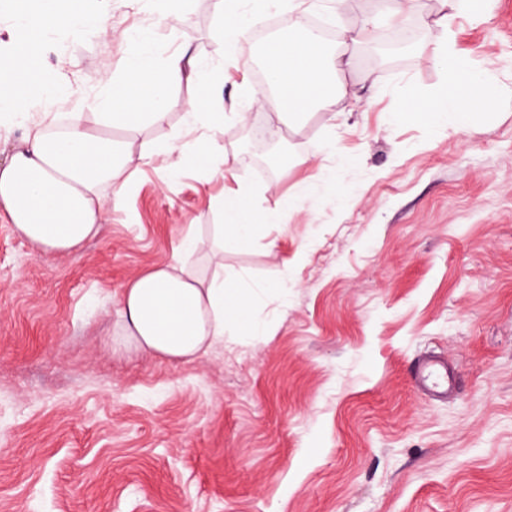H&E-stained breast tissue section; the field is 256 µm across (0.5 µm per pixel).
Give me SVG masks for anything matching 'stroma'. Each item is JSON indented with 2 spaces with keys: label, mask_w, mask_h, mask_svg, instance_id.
<instances>
[{
  "label": "stroma",
  "mask_w": 512,
  "mask_h": 512,
  "mask_svg": "<svg viewBox=\"0 0 512 512\" xmlns=\"http://www.w3.org/2000/svg\"><path fill=\"white\" fill-rule=\"evenodd\" d=\"M108 36L46 34L49 82L70 84L54 121L82 110L93 131L146 145L184 133L190 82L169 91L166 124L105 123L92 103L120 74L125 33L153 30L149 63L190 47L227 118L208 136L211 169L171 177L142 165L78 255L44 261L0 220V512H512V0H491L449 33L440 0L404 19L447 41L495 83L462 130L400 119L450 78L430 50L381 63L360 51L343 75L354 99L282 127L283 160L245 165L233 120L260 62L248 40L225 69L214 0H85ZM253 26L285 34L313 17L337 32L393 34L387 0H302L284 13L242 0ZM246 184L257 214L300 208L225 249L269 335L224 341L191 361L116 349L119 297L172 258L190 229L204 267L220 216L209 199ZM448 361L456 389H416L422 357Z\"/></svg>",
  "instance_id": "obj_1"
}]
</instances>
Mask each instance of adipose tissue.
Instances as JSON below:
<instances>
[{
  "label": "adipose tissue",
  "instance_id": "adipose-tissue-1",
  "mask_svg": "<svg viewBox=\"0 0 512 512\" xmlns=\"http://www.w3.org/2000/svg\"><path fill=\"white\" fill-rule=\"evenodd\" d=\"M13 3L12 29L1 47L12 64L8 70H0V112L23 119L31 109L33 91H40L49 101L73 94L72 86L46 80L41 65L44 34L60 27L97 33L101 27L94 16L68 9V0ZM216 7L222 17L225 63L233 66L244 52L248 23L238 10V0H217ZM368 39V28L348 32L335 55L323 48L310 50L304 39L288 40L268 72L277 95L266 99L256 92L253 102L277 116L302 114L317 106L333 109L349 89L331 81L329 69L335 64L351 67L359 47ZM126 40L133 48L128 68L120 76L102 78L107 90L98 102L102 120L111 121L112 110L118 109L127 120L147 117L165 123L168 90L187 76L198 86L197 94L186 102L189 120L213 129L223 125V113L212 109V82L206 69L195 66L182 52L172 55L163 68H154L146 60L152 44L150 31L127 34ZM432 51L450 71L451 84L433 101L412 102L407 113L432 124L449 119L457 128H466L475 110L491 104L490 82L467 61L449 56L446 43H438ZM169 155L174 158L170 168L174 176L183 166L206 168L212 163L208 143L180 151L173 141L163 140L140 150L134 141H115L95 133L78 117L55 135L40 126L28 127L9 162L0 165V217L13 224L44 259L75 253L99 234L113 192H124L131 179L133 161ZM250 194V189L241 185L210 198V208L222 221L213 227L215 242L207 272H199L187 262L199 245L191 232L169 262L152 266L128 281L120 298L122 328L116 344L131 345L152 356L190 360L223 343L227 326L241 328L250 336L267 334L265 325L248 318L251 295L224 278L225 248L248 242L256 231L247 203Z\"/></svg>",
  "mask_w": 512,
  "mask_h": 512
}]
</instances>
